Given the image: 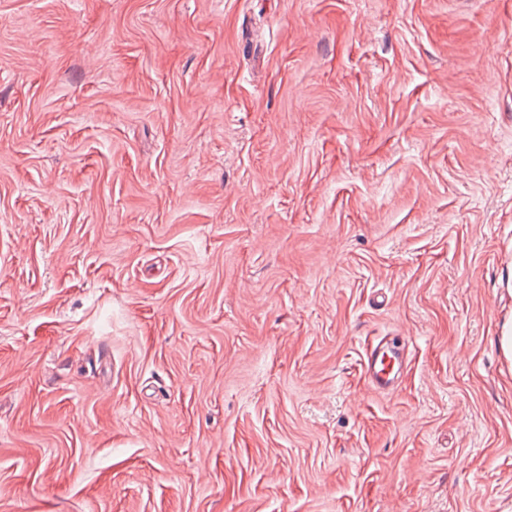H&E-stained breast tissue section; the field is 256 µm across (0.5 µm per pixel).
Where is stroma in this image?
I'll return each mask as SVG.
<instances>
[{
    "label": "stroma",
    "mask_w": 512,
    "mask_h": 512,
    "mask_svg": "<svg viewBox=\"0 0 512 512\" xmlns=\"http://www.w3.org/2000/svg\"><path fill=\"white\" fill-rule=\"evenodd\" d=\"M511 317L512 0H0V512H512ZM399 357L393 346L381 340L367 353V373L376 391L394 389L395 374L399 369Z\"/></svg>",
    "instance_id": "35a3bbf8"
}]
</instances>
